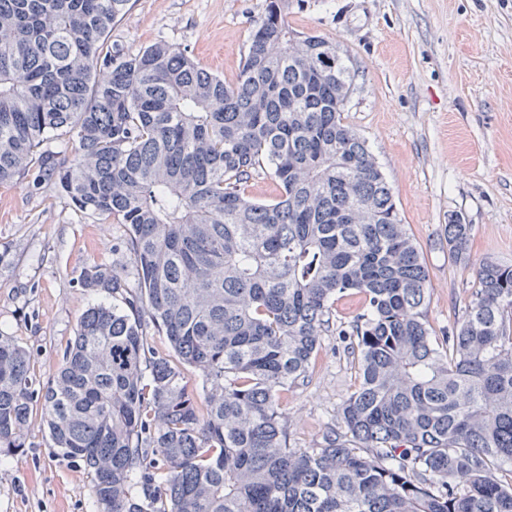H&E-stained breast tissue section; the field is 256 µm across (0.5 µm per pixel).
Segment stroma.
Here are the masks:
<instances>
[{"label":"stroma","mask_w":512,"mask_h":512,"mask_svg":"<svg viewBox=\"0 0 512 512\" xmlns=\"http://www.w3.org/2000/svg\"><path fill=\"white\" fill-rule=\"evenodd\" d=\"M265 0H130L111 43L187 48L234 81ZM296 31L335 44L354 74L344 119L368 143L429 270L428 318L451 325L477 285L480 259L512 264V0H288ZM474 226L471 260L448 253L450 214ZM79 215L68 198L0 187V333L47 380L96 298L78 285L93 262L128 264L125 228ZM359 380L358 363L327 336L283 411L289 443L312 448ZM23 468L0 480V512H96L89 476L57 456L41 408L28 423Z\"/></svg>","instance_id":"35a3bbf8"}]
</instances>
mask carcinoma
<instances>
[{"instance_id": "cac0c4a2", "label": "carcinoma", "mask_w": 512, "mask_h": 512, "mask_svg": "<svg viewBox=\"0 0 512 512\" xmlns=\"http://www.w3.org/2000/svg\"><path fill=\"white\" fill-rule=\"evenodd\" d=\"M128 4L0 0V185L123 225L136 271L84 268L124 307H89L43 385L0 332V458L39 406L97 512H512V265L481 261L437 333L422 249L343 117L350 71L316 70L324 37L288 54V0H265L227 82L163 40L108 43ZM472 234L448 218L457 261ZM333 335L359 365L343 431L292 448L283 395Z\"/></svg>"}]
</instances>
